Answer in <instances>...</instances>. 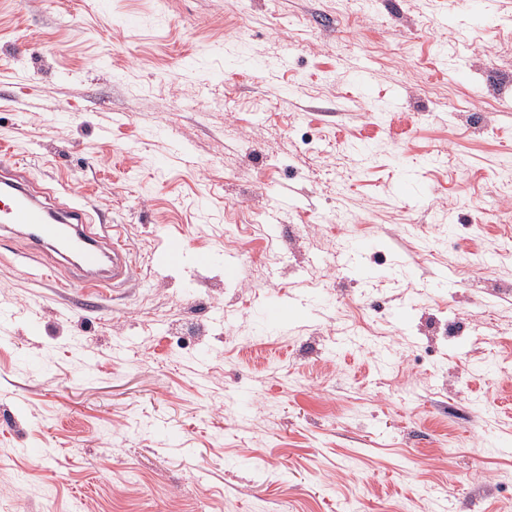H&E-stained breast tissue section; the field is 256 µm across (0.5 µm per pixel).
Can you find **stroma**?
I'll return each instance as SVG.
<instances>
[{
  "label": "stroma",
  "mask_w": 512,
  "mask_h": 512,
  "mask_svg": "<svg viewBox=\"0 0 512 512\" xmlns=\"http://www.w3.org/2000/svg\"><path fill=\"white\" fill-rule=\"evenodd\" d=\"M1 148L135 266L0 238V512H512V0H0ZM185 254L184 240L178 237H169L163 247L154 250L151 254V262L157 267L177 265L182 262Z\"/></svg>",
  "instance_id": "stroma-1"
}]
</instances>
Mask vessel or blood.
<instances>
[{
	"instance_id": "b4317fda",
	"label": "vessel or blood",
	"mask_w": 512,
	"mask_h": 512,
	"mask_svg": "<svg viewBox=\"0 0 512 512\" xmlns=\"http://www.w3.org/2000/svg\"><path fill=\"white\" fill-rule=\"evenodd\" d=\"M27 239L39 255L67 259L83 284L84 296H100L126 285L131 249L123 225H104L82 203L57 199L51 188L39 184L21 159L0 162V233ZM186 245L167 238L151 261L167 267L182 262Z\"/></svg>"
}]
</instances>
